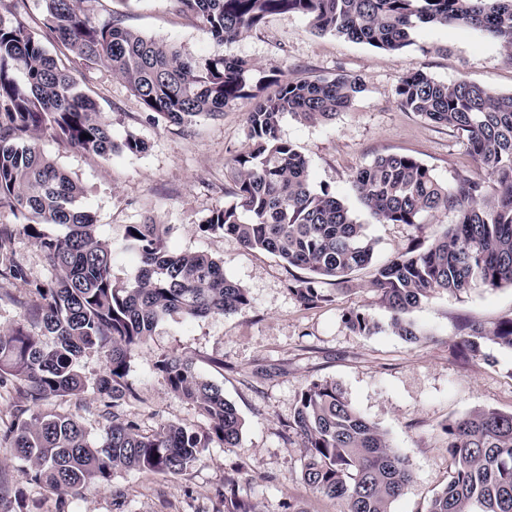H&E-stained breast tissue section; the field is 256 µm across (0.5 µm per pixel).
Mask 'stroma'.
I'll return each instance as SVG.
<instances>
[{"instance_id":"obj_1","label":"stroma","mask_w":512,"mask_h":512,"mask_svg":"<svg viewBox=\"0 0 512 512\" xmlns=\"http://www.w3.org/2000/svg\"><path fill=\"white\" fill-rule=\"evenodd\" d=\"M98 22L122 14L126 26L143 36L175 44L197 62L217 55L244 59L254 78L277 72L293 80H315L341 73L365 85L336 119L307 123L285 117L279 128L306 158L313 187L333 188L375 242L373 263L345 284L325 287L333 300L317 309L300 306L288 291L297 268L232 236L204 235L198 225L223 205L234 188L228 162L248 144L249 103L225 108L218 118L197 117L188 129L147 122L139 100L126 83L102 65L79 67L80 91L95 100L115 140L133 134L146 144L137 155L103 159L41 134L35 144L55 165L79 182L80 204L95 217L102 239L121 243L127 225L151 218L168 229L176 251L205 252L222 260L225 274L248 289L249 308L194 321L174 316L160 322L147 346L134 354L128 381L136 398L122 404L124 418L151 432L177 423L206 432L207 421L189 400L172 394L156 373L158 357L183 353L224 390L245 421L235 447L215 442L202 461L178 475L114 471L105 486L91 487L70 501V512H222L223 495L232 492L257 512H338L336 501L313 494L301 480L304 451L288 439L296 396L313 380L336 382L348 400L386 430L405 456L412 481L392 503L391 512H424L429 499L448 480V420L474 409L512 411V352L485 344L484 359L455 356L457 324L469 319L493 326L512 316V287L473 288L440 293L413 311L411 320L425 336L411 343L385 330L354 334L342 320L349 309L375 308L370 287L376 265L418 242L430 244L454 212L420 224H380L363 207L352 187L355 173L377 156H412L444 183L477 166L455 131L400 108L399 78L420 69L438 81L460 79L497 93H512V55L486 33L465 26L417 28L413 43L396 56L333 34L315 32L301 16L273 15L231 44L215 41L204 23L175 12L170 0H86ZM12 254L28 272V282L0 277V330L16 325L23 306L34 299L32 284L50 279L44 253L28 237L15 236ZM29 415L76 416L94 436L112 420L106 398L91 388L70 397H51L27 405L13 381L0 386V427L20 406ZM29 463L0 448V491L21 492L22 512H57L61 497L29 476Z\"/></svg>"}]
</instances>
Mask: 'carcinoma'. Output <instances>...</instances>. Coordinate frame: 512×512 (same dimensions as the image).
<instances>
[{
	"mask_svg": "<svg viewBox=\"0 0 512 512\" xmlns=\"http://www.w3.org/2000/svg\"><path fill=\"white\" fill-rule=\"evenodd\" d=\"M84 0H47L40 29L20 16L24 0H0V209H9L24 235L46 254L53 270L34 285L39 300L23 308L20 323L0 331V381L10 377L32 403L75 395L85 388L79 359L104 357L95 390L112 399V423L99 442L72 415L48 414L12 423L0 443L13 457L35 464L32 478L52 491L77 497L104 486L118 468L180 474L201 461L217 441L236 446L244 421L224 391L209 381L192 358L174 353L154 363L169 391L198 408L209 431L199 435L179 424L152 434L116 412L136 397L127 377L134 352L146 346L164 319L187 321L226 315L251 306L247 288L224 274L222 262L196 252H176L161 224L126 227L116 247L100 238L94 216L78 206L83 188L61 172L31 142L48 132L80 151L108 158L138 154L145 143L122 141L93 99L78 89L76 65L104 64L140 100L146 119L186 128L193 118L218 117L224 108L248 100V146L231 158L232 200L198 224L203 235L224 234L245 247L279 257L305 271L288 290L306 309L332 302L322 285L338 283L371 264L375 242L362 224L324 185H310L308 161L279 136L289 115L305 122H329L363 91L359 78L290 81L276 74V86L251 84L253 65L217 56L200 65L177 46L124 26L122 18L98 24ZM180 13L202 20L220 43L236 41L270 15L298 14L321 33H332L396 55L412 44L421 25H465L496 38L512 56V0H171ZM67 53L50 55L46 41ZM399 106L457 132L467 153L484 170L441 183L432 169L402 154L376 157L359 169L353 188L382 224H420L438 211H454L455 223L426 248L411 246L379 265L370 282L378 304L390 316L386 328L418 340L408 315L441 292L512 286V94H499L458 80L444 83L422 70L403 74ZM87 137H81V134ZM46 224L65 228L51 236ZM14 227L0 225V276L27 281L25 267L7 251ZM137 259L133 280L114 268L124 255ZM358 336L384 326L371 308L344 314ZM459 353L482 356L489 341L512 351V316L492 328L465 321L458 327ZM289 431L304 449L302 479L316 494L337 501L339 512H390L412 480L406 458L387 432L369 421L332 381L313 380L298 395ZM448 436V483L425 512H512V412L494 408L468 412L443 427Z\"/></svg>",
	"mask_w": 512,
	"mask_h": 512,
	"instance_id": "cac0c4a2",
	"label": "carcinoma"
}]
</instances>
